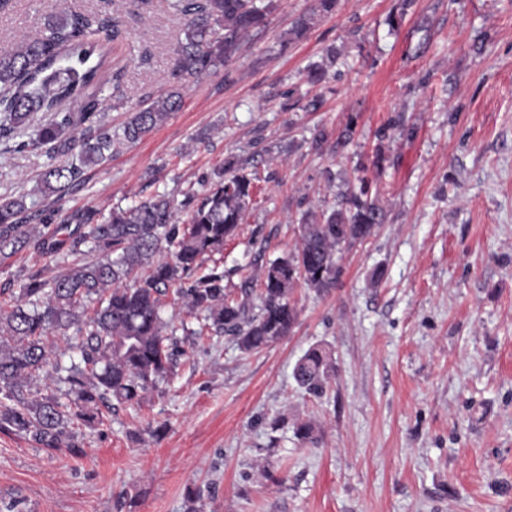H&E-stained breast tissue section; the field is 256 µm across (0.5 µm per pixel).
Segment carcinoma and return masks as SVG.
Instances as JSON below:
<instances>
[{
	"mask_svg": "<svg viewBox=\"0 0 512 512\" xmlns=\"http://www.w3.org/2000/svg\"><path fill=\"white\" fill-rule=\"evenodd\" d=\"M338 0H312L288 30L305 34L318 17L336 12ZM186 17L183 37L173 50L168 91L132 113L122 138L134 143L182 106V90L216 71L238 52L244 37L267 26L276 0H171ZM121 35L117 11L85 13L65 7L49 13L42 32L0 47V145L13 155L41 153L50 164L37 189L62 197L82 183L86 170L102 162L114 137L102 120L103 82L118 89L125 71L107 67L105 43ZM307 71L308 83L324 82L336 64ZM199 202L190 199L188 222L175 221L173 200L165 193L132 206L76 211L60 218L55 238L38 243L45 254L79 261L46 278L30 273L13 304L0 307V430L23 435L46 450H78L71 426L104 423L112 401L140 404L156 382L173 373L186 351L176 329L163 320L162 297L201 321L182 330L191 336L208 330L231 336L245 353L259 352L290 336L299 322L295 290L324 295L342 275L344 250L371 238L385 214L366 182L346 193L339 206L306 211L298 225V246L260 269L258 302L250 293L228 299L219 262L202 275V263L224 252L243 223L254 194V177L237 161L224 171ZM27 195L0 201V256L32 242L37 225L54 214L27 205ZM78 337L64 348L46 336ZM332 355L321 346L308 350L295 368L299 387L321 396L334 375ZM43 378L50 392L29 397L30 383ZM306 447L321 444L311 422L295 424Z\"/></svg>",
	"mask_w": 512,
	"mask_h": 512,
	"instance_id": "cac0c4a2",
	"label": "carcinoma"
}]
</instances>
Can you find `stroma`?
Returning <instances> with one entry per match:
<instances>
[{"label":"stroma","mask_w":512,"mask_h":512,"mask_svg":"<svg viewBox=\"0 0 512 512\" xmlns=\"http://www.w3.org/2000/svg\"><path fill=\"white\" fill-rule=\"evenodd\" d=\"M53 0H15L0 44L38 33ZM339 0L300 41L283 45L310 0H278L183 105L108 159L62 200L37 193L42 154L0 152V199L27 194L61 214L109 213L158 192L201 198L202 176L233 157L257 187L224 244L228 292L257 285L253 261L293 251L303 211H322L367 176L387 214L343 253L329 294L300 289L295 331L256 354L227 336L178 335L186 357L140 410L117 407L77 430L82 455L48 451L0 430V507L15 512H512V0ZM126 71L104 87V120L121 132L167 88L183 19L169 0H121ZM401 15L398 26L389 19ZM336 47L318 86L308 66ZM403 116L405 125L378 138ZM343 147L311 145L314 132ZM383 167H376L377 156ZM66 265L35 246L0 260V302L29 272ZM385 276L374 281L377 268ZM329 348L336 373L323 396L293 370ZM312 421L321 447H301ZM162 436H154L158 425ZM201 492L188 504V489Z\"/></svg>","instance_id":"stroma-1"}]
</instances>
